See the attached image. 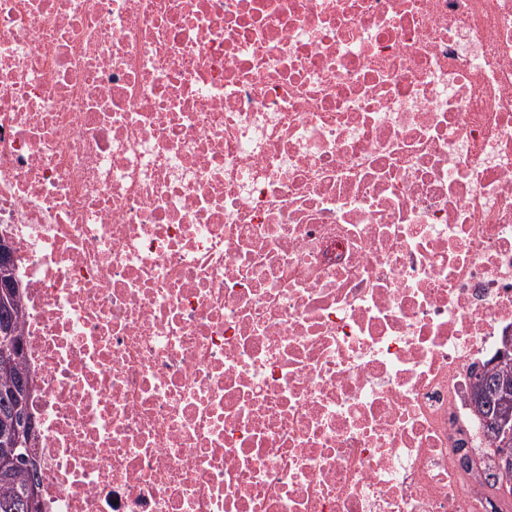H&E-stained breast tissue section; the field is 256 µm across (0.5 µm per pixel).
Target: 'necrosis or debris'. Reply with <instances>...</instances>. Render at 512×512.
<instances>
[{"label":"necrosis or debris","instance_id":"obj_1","mask_svg":"<svg viewBox=\"0 0 512 512\" xmlns=\"http://www.w3.org/2000/svg\"><path fill=\"white\" fill-rule=\"evenodd\" d=\"M42 512H512V0H0ZM479 377H481L479 381H482V383L485 382L490 395L487 397V402H484L479 406L478 411L483 416H488L493 413V411L495 412L496 405L493 393L494 387L497 386L498 381L503 378H507L512 381V356L509 357L508 362L501 363L500 365L495 366L492 370L483 371L476 376V378ZM511 384L509 380L501 381L499 384V406L498 413L495 421V430L497 435L504 436L505 443L511 438L512 432V411L509 408V398L511 392ZM487 436L490 440L491 448H488V453L495 462L497 469L501 472L499 461H503L502 454L506 451L512 457V439L507 447H502L503 437H496L494 434L486 429ZM504 458L503 470L507 471L510 467L511 458L507 456Z\"/></svg>","mask_w":512,"mask_h":512}]
</instances>
